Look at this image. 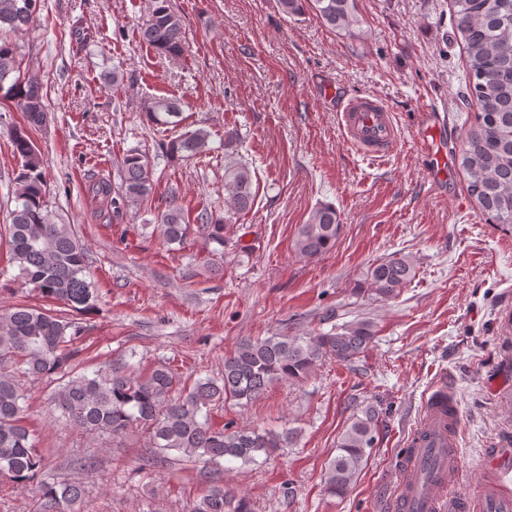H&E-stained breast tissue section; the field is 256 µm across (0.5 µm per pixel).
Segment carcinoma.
Segmentation results:
<instances>
[{
  "instance_id": "1",
  "label": "carcinoma",
  "mask_w": 512,
  "mask_h": 512,
  "mask_svg": "<svg viewBox=\"0 0 512 512\" xmlns=\"http://www.w3.org/2000/svg\"><path fill=\"white\" fill-rule=\"evenodd\" d=\"M40 0H0V30L24 31L37 20ZM286 16L313 12L327 27L344 33L361 31L355 0H279ZM458 17L457 37L466 49L472 84L461 101L477 110L476 125L467 133L460 166L467 190L480 213L501 227L512 228V0H453ZM141 39L158 53L179 59L185 52L183 21L169 0H153L152 10L139 31ZM17 47L0 38V93L16 102L26 125L14 126L10 139L22 161L17 177L15 209L8 226V244L19 276L45 298L69 311L86 314L94 308L88 281V255L67 224L48 219L45 160L28 130L46 118L42 83L35 74L17 76ZM147 114L155 125L176 126L180 103L158 98ZM208 134L198 128L162 145L171 155L195 157L205 151ZM119 182L96 178L89 192L112 204L136 207L146 201L156 182V166L148 155L129 150L118 169ZM256 200L253 175L242 162L224 166V218L210 208H200L194 223L184 211L171 206L158 219L156 230L168 245L182 248L190 234L207 243L224 246V236L239 215L252 210ZM340 218L330 203L316 206L294 240L295 252L312 259L329 251L340 231ZM413 267L405 256L373 265L368 273L376 298L397 297L412 279ZM85 326L77 316H57L47 310L20 304L0 312V478L23 488L39 484L35 512H93L84 482L60 479L36 448L24 424V382L52 374L59 385L51 404L59 418L91 440L104 435L120 439L133 427L148 433V454L155 462L170 461L172 452L188 460H203L213 467L207 484L189 512H251L245 497L224 487L222 462L248 465L261 455L295 444L298 431L282 432L224 425L216 428L210 414L231 401L245 406L280 379L300 380L317 363L334 358L350 362L362 354L375 337L373 322L364 319L336 324L327 332L308 336H269L240 343L224 358L219 377L197 378L181 384L169 364L149 372L130 370L120 359L92 375L66 371ZM378 417L370 410L357 417L342 434L337 454L324 477V490L343 497L368 460L375 440Z\"/></svg>"
}]
</instances>
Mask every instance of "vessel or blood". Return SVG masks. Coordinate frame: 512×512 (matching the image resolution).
<instances>
[{
	"label": "vessel or blood",
	"mask_w": 512,
	"mask_h": 512,
	"mask_svg": "<svg viewBox=\"0 0 512 512\" xmlns=\"http://www.w3.org/2000/svg\"><path fill=\"white\" fill-rule=\"evenodd\" d=\"M339 124L349 146L364 156L382 160L398 146L393 113L372 95L344 100ZM460 420L452 391L439 383L406 439V453L390 473V512H512V496L504 494L498 483L484 484L475 500L452 493L460 468L454 451Z\"/></svg>",
	"instance_id": "1"
}]
</instances>
